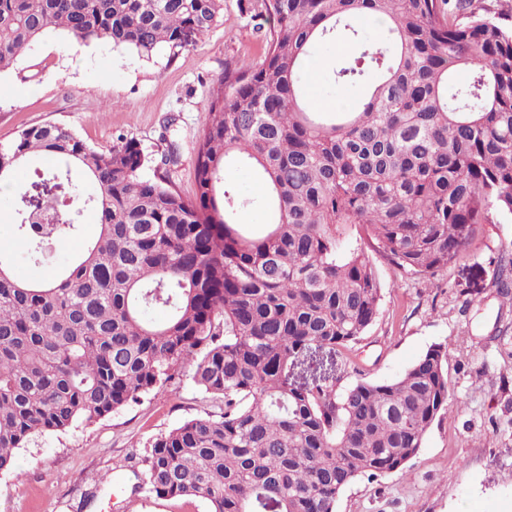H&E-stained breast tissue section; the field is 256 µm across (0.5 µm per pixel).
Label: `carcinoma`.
<instances>
[{
	"mask_svg": "<svg viewBox=\"0 0 512 512\" xmlns=\"http://www.w3.org/2000/svg\"><path fill=\"white\" fill-rule=\"evenodd\" d=\"M272 22L263 59L224 77L196 148V192L142 180L133 139L97 150L56 124L0 147V181L41 157L60 216L17 230L32 256L78 230L59 209L83 199L98 231L50 283L15 277L0 249V471L37 434L91 425L190 378L216 415L157 435L131 457L130 492L202 498L209 512H336L358 476L401 470L451 396L448 346L399 376L295 381L294 364L358 344L382 285L377 245L427 280L476 227L512 215V10L504 0H260ZM223 0H0V72L50 30L140 58L208 33ZM381 23L374 41L357 22ZM343 38L334 81L360 83L352 110L302 90L313 43ZM242 163L267 185L274 222L252 234L255 201L224 183ZM499 294L512 305L505 258ZM151 309L167 313L162 322Z\"/></svg>",
	"mask_w": 512,
	"mask_h": 512,
	"instance_id": "obj_1",
	"label": "carcinoma"
}]
</instances>
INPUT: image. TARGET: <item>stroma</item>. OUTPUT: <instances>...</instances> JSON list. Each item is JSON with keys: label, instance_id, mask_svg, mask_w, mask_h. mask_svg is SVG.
<instances>
[{"label": "stroma", "instance_id": "obj_1", "mask_svg": "<svg viewBox=\"0 0 512 512\" xmlns=\"http://www.w3.org/2000/svg\"><path fill=\"white\" fill-rule=\"evenodd\" d=\"M257 0H224L210 31L179 51L159 48L141 60L108 44L74 46L47 33L16 66L0 73V146L25 128L66 127L92 147L136 140L156 180L155 159L176 144L179 162L169 184L195 194V147L209 122L206 101L228 70L263 58L272 24ZM353 51L349 42L321 40L311 48L306 80L314 98L351 108L365 94L360 84L338 85L332 72ZM20 192L0 188V243L9 244L14 272L45 279L77 254L97 231L84 207L76 235L50 255L32 258L15 230L21 193L31 192L33 166L14 175ZM512 248V217L479 225L472 245L455 264L427 281L373 252L383 298L379 313L353 350L322 352L294 369L297 382L334 375L353 384V366L370 382L391 379L429 347L450 344L447 413L434 422L404 470L360 476L341 493L336 512H512V310L492 284L497 257ZM217 402L190 381L143 397L94 424L32 438L0 471V512H110V500L128 512H207L201 499L145 498L130 493L128 459L158 434L184 421L218 412Z\"/></svg>", "mask_w": 512, "mask_h": 512}]
</instances>
